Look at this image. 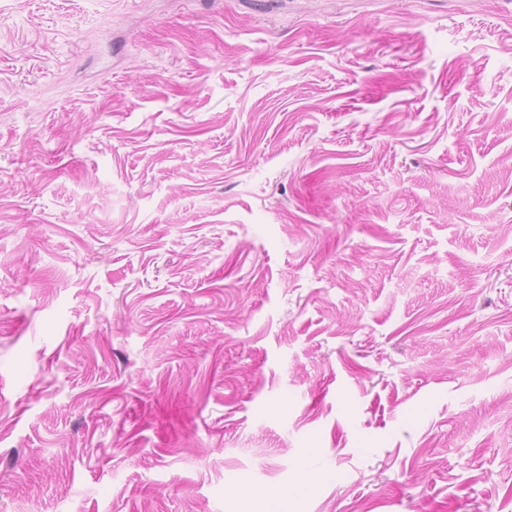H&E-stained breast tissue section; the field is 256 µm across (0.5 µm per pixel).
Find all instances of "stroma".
<instances>
[{
	"label": "stroma",
	"instance_id": "1",
	"mask_svg": "<svg viewBox=\"0 0 512 512\" xmlns=\"http://www.w3.org/2000/svg\"><path fill=\"white\" fill-rule=\"evenodd\" d=\"M0 512H512V0H0Z\"/></svg>",
	"mask_w": 512,
	"mask_h": 512
}]
</instances>
